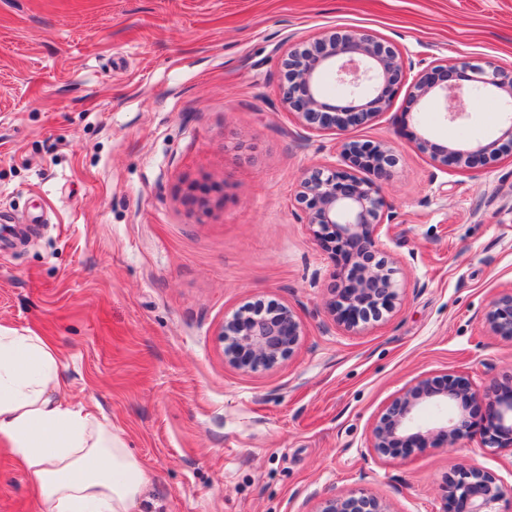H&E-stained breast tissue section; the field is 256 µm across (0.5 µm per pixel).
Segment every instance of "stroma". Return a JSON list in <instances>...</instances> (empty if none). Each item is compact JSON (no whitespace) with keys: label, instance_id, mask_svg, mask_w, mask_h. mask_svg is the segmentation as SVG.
Masks as SVG:
<instances>
[{"label":"stroma","instance_id":"35a3bbf8","mask_svg":"<svg viewBox=\"0 0 512 512\" xmlns=\"http://www.w3.org/2000/svg\"><path fill=\"white\" fill-rule=\"evenodd\" d=\"M361 28L401 49L389 108L313 132L279 96L294 41ZM437 60L512 68V0H0V325L50 337L67 400L106 415L150 475L141 512H317L364 490L391 512H444L463 466L512 486L485 442L487 406L456 447L378 458L387 405L415 380L512 387V340L485 313L512 293V156L442 167L417 147L500 138V100L452 121L412 81ZM382 143L377 230L399 296L350 328L329 304L348 273L295 201L342 141ZM289 306L292 356L242 372L217 330L240 308ZM0 512H39L0 452Z\"/></svg>","mask_w":512,"mask_h":512}]
</instances>
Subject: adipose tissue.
<instances>
[{
    "label": "adipose tissue",
    "mask_w": 512,
    "mask_h": 512,
    "mask_svg": "<svg viewBox=\"0 0 512 512\" xmlns=\"http://www.w3.org/2000/svg\"><path fill=\"white\" fill-rule=\"evenodd\" d=\"M63 366L49 338L0 325V450L31 473L40 512H133L148 473L111 421L63 398Z\"/></svg>",
    "instance_id": "ef3b65f1"
}]
</instances>
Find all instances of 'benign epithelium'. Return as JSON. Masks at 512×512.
Here are the masks:
<instances>
[{
    "instance_id": "7a95c632",
    "label": "benign epithelium",
    "mask_w": 512,
    "mask_h": 512,
    "mask_svg": "<svg viewBox=\"0 0 512 512\" xmlns=\"http://www.w3.org/2000/svg\"><path fill=\"white\" fill-rule=\"evenodd\" d=\"M279 66L283 71L282 101L310 130H346L361 125L385 111L390 96L404 76L402 52L388 41L359 28L325 31L317 37L289 47ZM471 72L468 88L452 82L457 68ZM332 79L356 96L372 92L364 105H352L344 112L323 101L326 79ZM413 94L421 99L440 97L446 112L456 120L465 115V91L486 90L495 93L504 104L507 133L512 135V69L491 61H463L457 65L444 61L417 74ZM417 148L430 154L442 166L468 167L483 156L496 158L512 152V139L478 142L466 148L438 146L427 139ZM341 155L362 170L384 168L389 150L383 144L348 141ZM295 200L305 213L306 223L316 236L336 242V250L354 258L347 283L339 298L330 303L333 315L356 327L371 314L390 309L398 297L394 271L384 259L377 258V228L384 223L388 205L379 187L364 178L336 169L313 168L299 183ZM491 331L512 339V293L493 302L486 313ZM300 324L287 306L246 307L224 321L219 331L225 343L227 361L244 372L270 370L289 356L300 336ZM478 399L488 401L492 417L485 429L489 442L507 440L512 447V395L488 397L463 376H448L446 384L436 387L429 379H418L386 408L371 431L370 448L378 457L399 451L407 441L405 434L419 427L418 417L425 407L443 413L431 430L435 440L453 448L470 435L465 414L467 405ZM446 512H491V505L505 493L503 485L477 467H462L445 484ZM316 512H390L378 497L363 491L325 499Z\"/></svg>"
}]
</instances>
